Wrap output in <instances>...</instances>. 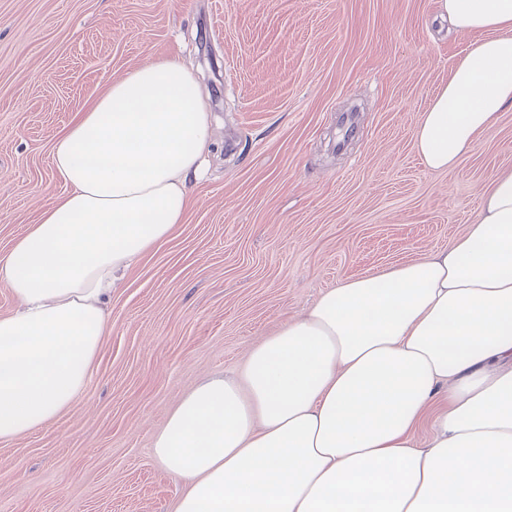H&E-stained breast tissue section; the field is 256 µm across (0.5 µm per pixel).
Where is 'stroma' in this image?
<instances>
[{
  "mask_svg": "<svg viewBox=\"0 0 512 512\" xmlns=\"http://www.w3.org/2000/svg\"><path fill=\"white\" fill-rule=\"evenodd\" d=\"M472 40L438 0H0V257L63 190L56 133L147 60L197 73L215 139L176 237L113 292L84 393L0 442V512H175L151 444L183 394L341 280L450 248L512 169V111L452 169L413 146Z\"/></svg>",
  "mask_w": 512,
  "mask_h": 512,
  "instance_id": "stroma-1",
  "label": "stroma"
}]
</instances>
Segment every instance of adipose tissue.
Wrapping results in <instances>:
<instances>
[{"mask_svg": "<svg viewBox=\"0 0 512 512\" xmlns=\"http://www.w3.org/2000/svg\"><path fill=\"white\" fill-rule=\"evenodd\" d=\"M439 6L475 39L414 134L435 171L512 110V0ZM212 142L198 79L171 57L56 134L68 191L0 261L16 303L0 316V442L84 392L116 280L184 223ZM152 448L186 486L176 512H512V170L449 250L327 289L233 376L185 393Z\"/></svg>", "mask_w": 512, "mask_h": 512, "instance_id": "1", "label": "adipose tissue"}]
</instances>
